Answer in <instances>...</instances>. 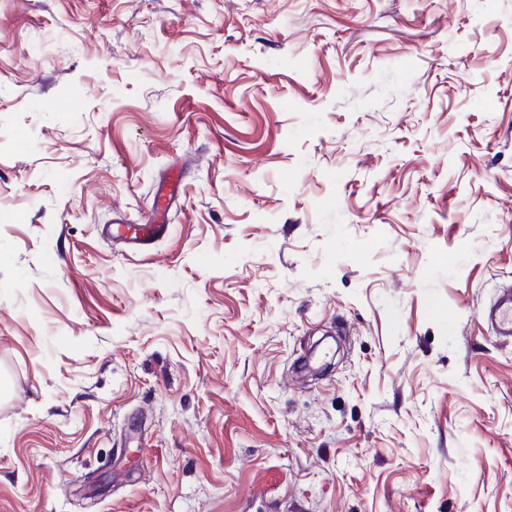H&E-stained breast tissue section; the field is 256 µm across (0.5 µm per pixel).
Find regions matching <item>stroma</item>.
<instances>
[{
    "mask_svg": "<svg viewBox=\"0 0 512 512\" xmlns=\"http://www.w3.org/2000/svg\"><path fill=\"white\" fill-rule=\"evenodd\" d=\"M509 284L512 0H0V512H512ZM168 229V224H138L130 227L124 238L125 242L147 245L155 238L163 236ZM484 318L496 336L512 341V289L497 294L486 308Z\"/></svg>",
    "mask_w": 512,
    "mask_h": 512,
    "instance_id": "stroma-1",
    "label": "stroma"
}]
</instances>
